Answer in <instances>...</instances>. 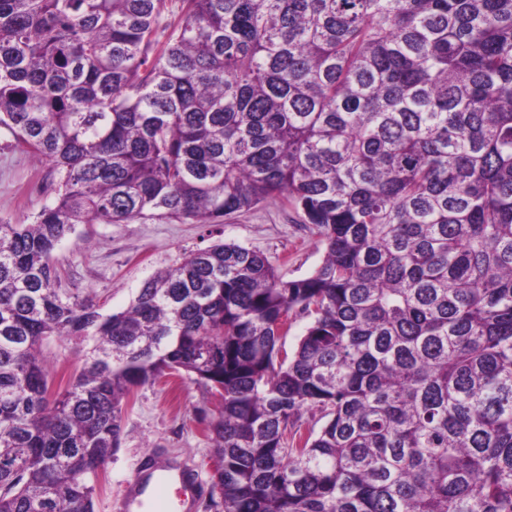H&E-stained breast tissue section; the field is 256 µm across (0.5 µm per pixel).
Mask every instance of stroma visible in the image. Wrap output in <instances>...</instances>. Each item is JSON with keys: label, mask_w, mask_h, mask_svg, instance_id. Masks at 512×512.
I'll return each instance as SVG.
<instances>
[{"label": "stroma", "mask_w": 512, "mask_h": 512, "mask_svg": "<svg viewBox=\"0 0 512 512\" xmlns=\"http://www.w3.org/2000/svg\"><path fill=\"white\" fill-rule=\"evenodd\" d=\"M0 133V220L28 224L49 203L45 184L50 167L8 147ZM224 241L262 253L288 279L310 275L322 262L324 245L285 200L226 217L223 223L82 224L53 253L62 291L92 301L103 313L125 310L143 281L178 265L184 257ZM219 410L216 396L191 376L138 388L123 418L120 448L98 479L95 512H110V501L133 478L144 454L157 451L163 462L198 468L212 481L218 461L208 439Z\"/></svg>", "instance_id": "1"}]
</instances>
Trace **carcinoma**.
Returning <instances> with one entry per match:
<instances>
[{"label":"carcinoma","mask_w":512,"mask_h":512,"mask_svg":"<svg viewBox=\"0 0 512 512\" xmlns=\"http://www.w3.org/2000/svg\"><path fill=\"white\" fill-rule=\"evenodd\" d=\"M168 2L0 0V131L54 193L0 221V512H95L134 390L182 373L224 392L217 512H512V0ZM273 196L307 277L217 242L118 313L57 287L79 224ZM51 339L85 357L57 391Z\"/></svg>","instance_id":"1"}]
</instances>
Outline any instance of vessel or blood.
Instances as JSON below:
<instances>
[{
    "label": "vessel or blood",
    "mask_w": 512,
    "mask_h": 512,
    "mask_svg": "<svg viewBox=\"0 0 512 512\" xmlns=\"http://www.w3.org/2000/svg\"><path fill=\"white\" fill-rule=\"evenodd\" d=\"M208 485L199 472L171 474L153 458H144L131 489L119 497L116 512H184L187 503L207 496Z\"/></svg>",
    "instance_id": "obj_1"
}]
</instances>
